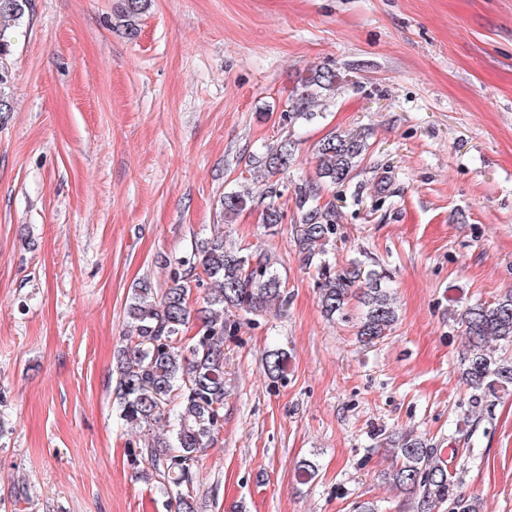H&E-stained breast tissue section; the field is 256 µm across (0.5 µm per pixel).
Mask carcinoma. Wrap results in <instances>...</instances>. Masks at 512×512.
<instances>
[{
	"instance_id": "obj_1",
	"label": "carcinoma",
	"mask_w": 512,
	"mask_h": 512,
	"mask_svg": "<svg viewBox=\"0 0 512 512\" xmlns=\"http://www.w3.org/2000/svg\"><path fill=\"white\" fill-rule=\"evenodd\" d=\"M31 0H0V86L9 82L4 63L11 54L22 19ZM339 76L320 67L302 77L291 98V109L281 115L288 125L316 117L314 107L336 90ZM295 143L284 139L253 158L255 169L269 180L285 173ZM366 151L362 136L335 135L318 150L319 181L295 188L298 224L294 225L301 261L317 272L319 301L328 317L344 315L352 298L362 305L357 338L373 345L389 335L398 316L390 276L384 269L359 260L339 266L328 258L327 246L336 235L333 202H321L325 186L350 182ZM250 192L231 191L221 204L229 223L250 203ZM194 267L202 269L210 288L202 305L191 304L192 288L185 277L157 292L149 284L135 289L127 315L129 330L116 358L115 399L120 418L130 428L151 437L128 449L141 477L156 484L159 493L175 502V512H196L199 504V464L217 438L224 420V337L236 335L241 314L277 311L288 303L285 284L268 253L243 255L224 246V231L198 247ZM198 332L184 340L193 322ZM468 340L463 381L471 389L470 404L479 413L486 398L512 386V362L496 355L491 343L512 346V293L486 305L474 303L461 314ZM288 353L271 350L265 373L285 376ZM395 450L389 479L400 488L420 494L418 512H433L446 503L449 512H481L476 498L454 492L448 467L432 440L404 433L381 439Z\"/></svg>"
}]
</instances>
